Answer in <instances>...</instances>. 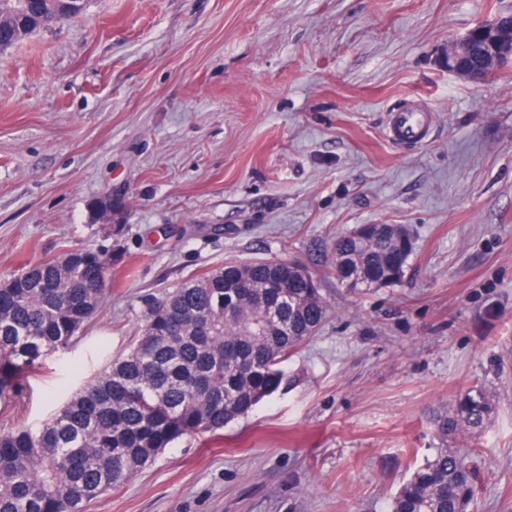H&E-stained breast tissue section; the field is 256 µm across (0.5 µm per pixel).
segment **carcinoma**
<instances>
[{
	"instance_id": "carcinoma-1",
	"label": "carcinoma",
	"mask_w": 512,
	"mask_h": 512,
	"mask_svg": "<svg viewBox=\"0 0 512 512\" xmlns=\"http://www.w3.org/2000/svg\"><path fill=\"white\" fill-rule=\"evenodd\" d=\"M84 0H0V44L21 42L51 20L78 16ZM467 57L488 76L478 40ZM403 224H359L336 238L324 275L355 291L402 282L413 253ZM107 259L68 250L0 284V403L19 396L39 360L65 348L100 308ZM328 304L320 275L293 259L229 263L188 280L146 312L129 351L39 427L0 431V512H84L129 483L185 435L215 432L285 382L283 364L319 330ZM486 385L464 386L436 412L444 442L392 497L391 512H469L473 436L499 412Z\"/></svg>"
}]
</instances>
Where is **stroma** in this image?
<instances>
[{
  "mask_svg": "<svg viewBox=\"0 0 512 512\" xmlns=\"http://www.w3.org/2000/svg\"><path fill=\"white\" fill-rule=\"evenodd\" d=\"M502 13L512 0H86L0 52V280L70 249L112 274L0 430L57 412L188 279L314 269L354 226L404 224L401 285L322 280L327 317L285 385L87 512H390L472 382L500 401L468 440L476 512H512V63L476 83L446 55ZM413 97L431 133L399 146L388 114Z\"/></svg>",
  "mask_w": 512,
  "mask_h": 512,
  "instance_id": "obj_1",
  "label": "stroma"
}]
</instances>
